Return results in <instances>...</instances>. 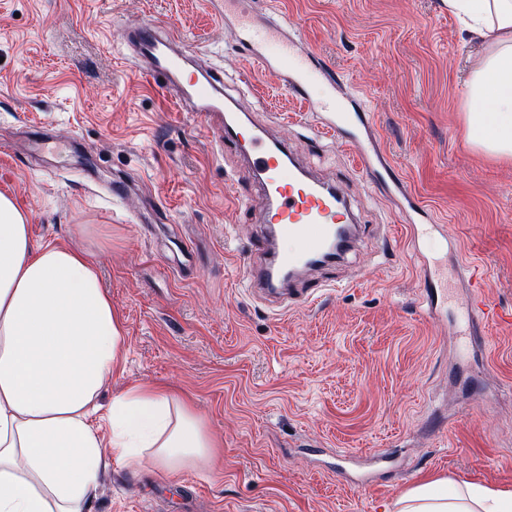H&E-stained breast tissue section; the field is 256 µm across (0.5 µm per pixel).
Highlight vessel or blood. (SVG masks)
<instances>
[{"label":"vessel or blood","instance_id":"1","mask_svg":"<svg viewBox=\"0 0 512 512\" xmlns=\"http://www.w3.org/2000/svg\"><path fill=\"white\" fill-rule=\"evenodd\" d=\"M224 25L246 58L279 72L294 96H305L308 84L321 80L324 99L310 107L315 123L352 148L355 162L367 176L380 178L388 162L364 100L337 98L338 75L316 55L301 50L287 23L258 20L246 15L241 0H224ZM126 40L134 68L161 81L181 107L200 113L216 146L232 142L248 160L260 188L261 221L267 232L241 261L245 285L281 297L286 307L308 303L320 290L319 285L305 281L313 260L327 254L341 257L357 239L350 208L339 189L305 175L287 147L272 139L265 126L229 108L224 81L216 71L200 70L186 77L188 58L180 38L171 31L144 23L129 29ZM401 196L408 223H431L430 211L417 195L405 190ZM467 272L473 290L469 321L480 340L494 313L483 299L486 279L481 268L471 266Z\"/></svg>","mask_w":512,"mask_h":512}]
</instances>
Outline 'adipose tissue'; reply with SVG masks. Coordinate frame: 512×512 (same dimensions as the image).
Wrapping results in <instances>:
<instances>
[{
    "instance_id": "1",
    "label": "adipose tissue",
    "mask_w": 512,
    "mask_h": 512,
    "mask_svg": "<svg viewBox=\"0 0 512 512\" xmlns=\"http://www.w3.org/2000/svg\"><path fill=\"white\" fill-rule=\"evenodd\" d=\"M447 6L487 48L464 85L468 140L512 159V0ZM125 344L93 254L35 243L26 214L0 192V512H90L107 447L132 461L151 454L172 472L208 455L213 439L168 386L143 383L101 406ZM391 512H512V488L427 479Z\"/></svg>"
}]
</instances>
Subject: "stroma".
Masks as SVG:
<instances>
[{"mask_svg": "<svg viewBox=\"0 0 512 512\" xmlns=\"http://www.w3.org/2000/svg\"><path fill=\"white\" fill-rule=\"evenodd\" d=\"M245 7L288 14L304 49L365 98L393 178L446 231L452 298L423 314L431 239L413 237L340 138L317 133L278 73L241 57L224 0H0V191L34 242L96 257L127 339L102 401L173 385L218 443L175 473L113 456L91 512H389L427 476L512 488V160L468 142L478 48L441 0ZM143 22L175 28L227 94L250 85L254 120L350 203L361 234L312 270L326 286L306 306L249 294L256 185L234 144L216 153L199 116L130 67L125 33ZM464 260L500 315L483 344L464 337Z\"/></svg>", "mask_w": 512, "mask_h": 512, "instance_id": "obj_1", "label": "stroma"}]
</instances>
